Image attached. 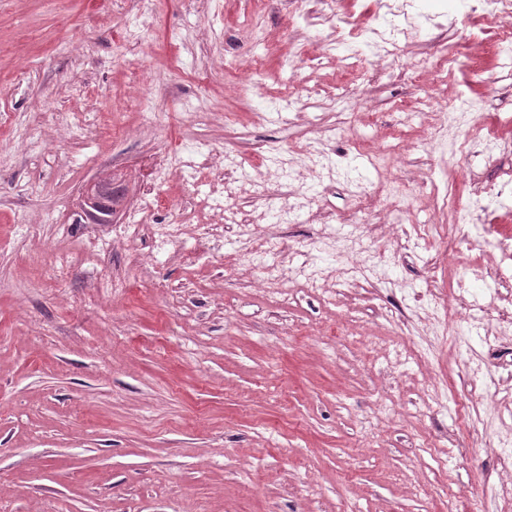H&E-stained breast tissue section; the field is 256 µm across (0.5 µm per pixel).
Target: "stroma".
I'll use <instances>...</instances> for the list:
<instances>
[{
	"instance_id": "1",
	"label": "stroma",
	"mask_w": 512,
	"mask_h": 512,
	"mask_svg": "<svg viewBox=\"0 0 512 512\" xmlns=\"http://www.w3.org/2000/svg\"><path fill=\"white\" fill-rule=\"evenodd\" d=\"M377 2L336 0L335 28L315 0H0V512H444L443 493L495 472L453 400L512 355H483L484 329L461 318L447 352L407 358L392 320L469 287L512 312L478 236L511 235L512 205L469 211L477 183L512 176V153L449 155L463 131L433 134L430 118L458 88L482 134L512 141V60L491 4L471 0L438 23L444 0H414L413 29L379 60L376 30L403 19ZM309 146L330 178L282 172ZM224 151L235 177L266 183L234 202L262 234L207 233L225 199L204 160ZM107 172L127 206L146 187L166 202L144 223L176 216L198 234L160 251L114 238L124 214L88 223L81 189ZM297 193L316 205L289 212ZM458 211L476 243L445 257ZM356 238L385 260L303 288L301 265L325 271L329 252L358 265ZM273 264L288 293L265 287ZM104 275L131 286L100 296Z\"/></svg>"
}]
</instances>
